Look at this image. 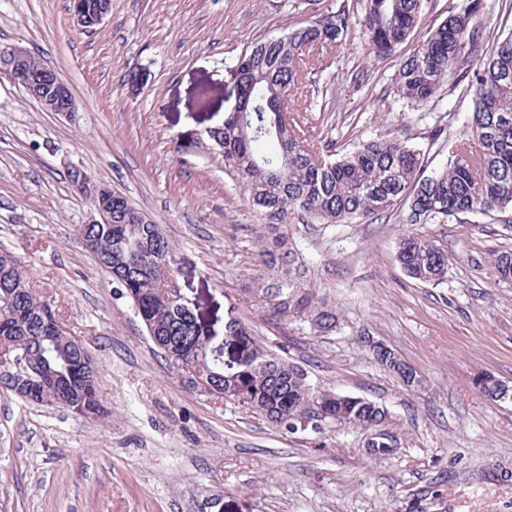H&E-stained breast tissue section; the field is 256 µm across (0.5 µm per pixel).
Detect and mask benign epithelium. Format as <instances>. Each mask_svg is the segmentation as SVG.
I'll list each match as a JSON object with an SVG mask.
<instances>
[{
  "mask_svg": "<svg viewBox=\"0 0 512 512\" xmlns=\"http://www.w3.org/2000/svg\"><path fill=\"white\" fill-rule=\"evenodd\" d=\"M75 23L83 29L99 25L106 14L87 0H73ZM31 53L22 47L13 46L0 52V75H6L22 85L29 98L36 101L44 111L68 116L76 111V99L70 85L57 74L45 68H34L30 64ZM73 184L85 190L91 201L92 224L112 223V188L96 183L85 171H71Z\"/></svg>",
  "mask_w": 512,
  "mask_h": 512,
  "instance_id": "7a95c632",
  "label": "benign epithelium"
}]
</instances>
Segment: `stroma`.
Listing matches in <instances>:
<instances>
[{"label": "stroma", "instance_id": "obj_1", "mask_svg": "<svg viewBox=\"0 0 512 512\" xmlns=\"http://www.w3.org/2000/svg\"><path fill=\"white\" fill-rule=\"evenodd\" d=\"M456 2L428 0L391 55L368 56L356 40L310 61L288 103L304 138L347 152L393 137L439 169L466 136L470 96L442 86L433 109L399 99L393 78ZM339 8L360 30L357 0H112L89 31L74 24L71 0H0V49L26 48L77 102L69 117L44 111L0 76V248L83 342L111 411L86 418L0 388V512H512V401L472 384L481 370L512 383V279L494 261L512 252V223L474 213L408 224L402 204L353 224L293 221L307 283L336 308L335 330L320 336L255 301L265 219L223 157L175 151L234 106L226 62ZM329 87L338 98L327 106ZM75 168L161 224L182 259L177 284L216 334L241 320L313 385L383 406L396 451L374 460L362 428L290 432L185 387L85 247L90 201L70 180ZM407 233L447 250L441 284L402 270ZM372 340L397 350L424 389L380 368Z\"/></svg>", "mask_w": 512, "mask_h": 512}]
</instances>
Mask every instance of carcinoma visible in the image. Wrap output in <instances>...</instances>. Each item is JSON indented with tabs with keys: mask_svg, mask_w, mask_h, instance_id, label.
I'll use <instances>...</instances> for the list:
<instances>
[{
	"mask_svg": "<svg viewBox=\"0 0 512 512\" xmlns=\"http://www.w3.org/2000/svg\"><path fill=\"white\" fill-rule=\"evenodd\" d=\"M360 2L366 49L386 56L412 37L425 0ZM487 8L486 0H458L394 78L395 95L409 103L432 101L450 71L457 73L464 90H473L471 140L448 146L445 165L430 174L420 153L395 138L364 141L333 160L320 156L302 139L288 102L273 95L301 89L305 61L350 38L348 11L322 13L283 37L254 44L226 66L236 103L225 113L224 125L209 130L207 138L213 149L224 145V164L241 181L249 204L269 220L259 239L263 271L254 292L267 302L271 319L297 317L316 333L336 328V308L304 284L306 270L287 230L296 217L351 224L383 215L400 201L407 203L408 224L512 213V33L496 41L479 67L472 66L482 36L477 19ZM144 217L118 194L112 198V223L81 224L78 232L112 269V279L135 304L170 368L181 376L193 374L190 389L213 401H235L288 431L300 427L296 419L313 402L330 414L328 425L365 427L387 420V411L374 409L369 400L316 388L301 367L272 353L235 319L224 325V336L239 344L248 360L224 364L215 332L168 288L178 271L176 249L160 225L141 223ZM397 259L409 277L423 283L438 285L448 272V252L424 236L402 237ZM1 341L15 347L31 386L45 376L51 380L48 393L74 408L108 415L97 376L88 370L92 358L56 324L50 301L30 287L18 260L6 250L0 251ZM400 358L387 351L374 361L407 389L422 388L420 375L413 382L404 380ZM374 440V459L397 448L387 430Z\"/></svg>",
	"mask_w": 512,
	"mask_h": 512,
	"instance_id": "cac0c4a2",
	"label": "carcinoma"
}]
</instances>
